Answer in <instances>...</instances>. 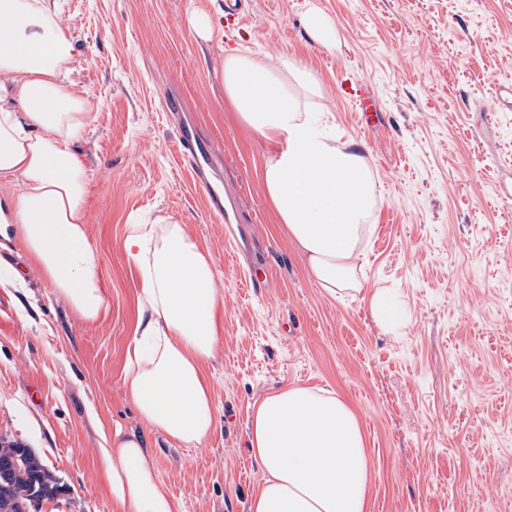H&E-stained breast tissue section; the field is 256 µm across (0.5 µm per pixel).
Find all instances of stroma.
I'll use <instances>...</instances> for the list:
<instances>
[{
	"label": "stroma",
	"instance_id": "obj_1",
	"mask_svg": "<svg viewBox=\"0 0 512 512\" xmlns=\"http://www.w3.org/2000/svg\"><path fill=\"white\" fill-rule=\"evenodd\" d=\"M59 8L70 76L94 115L72 149L88 172L107 311L82 321L21 244H0V437L49 470L56 494L38 512H115L101 450L118 429L145 439L177 512H248L264 479L248 452L251 407L292 382L358 414L372 512H512V0H253L242 31L207 42L188 18L218 19L220 0ZM271 37L311 85L288 77L301 106L366 147L375 198L360 292L317 283L263 188L273 145L224 100L226 50L264 57ZM353 82L369 86L374 111L348 99ZM171 97L183 111L165 112ZM183 125L239 201L240 249L178 160ZM132 224L185 225L219 277L221 337L205 366L217 424L195 446L149 428L126 389ZM258 269L260 293L245 285ZM379 292L404 307L402 325L375 318Z\"/></svg>",
	"mask_w": 512,
	"mask_h": 512
}]
</instances>
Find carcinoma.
Masks as SVG:
<instances>
[{"label": "carcinoma", "mask_w": 512, "mask_h": 512, "mask_svg": "<svg viewBox=\"0 0 512 512\" xmlns=\"http://www.w3.org/2000/svg\"><path fill=\"white\" fill-rule=\"evenodd\" d=\"M53 493L43 462L25 446L0 438V512H27Z\"/></svg>", "instance_id": "cac0c4a2"}]
</instances>
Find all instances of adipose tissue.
Instances as JSON below:
<instances>
[{"label": "adipose tissue", "mask_w": 512, "mask_h": 512, "mask_svg": "<svg viewBox=\"0 0 512 512\" xmlns=\"http://www.w3.org/2000/svg\"><path fill=\"white\" fill-rule=\"evenodd\" d=\"M73 51L48 0H0V179L19 183L0 203V223L13 225L55 292L94 321L106 310V290L84 221L87 171L71 149L90 117L69 78ZM289 67L284 55L226 54L224 94L240 122L275 146L263 186L316 281L354 292L374 182L361 145L337 143L289 94ZM124 250L140 273L128 393L153 429L201 443L217 416L204 371L224 311L214 265L181 224L131 225ZM248 443L265 472L250 512H370L365 435L339 397L286 385L254 405ZM102 455L117 512H175L140 436L115 431Z\"/></svg>", "instance_id": "obj_1"}]
</instances>
